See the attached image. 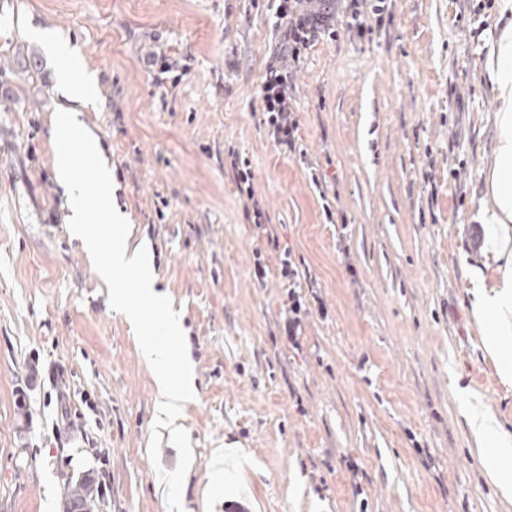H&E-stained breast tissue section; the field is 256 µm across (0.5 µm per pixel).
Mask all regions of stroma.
<instances>
[{
    "instance_id": "stroma-1",
    "label": "stroma",
    "mask_w": 512,
    "mask_h": 512,
    "mask_svg": "<svg viewBox=\"0 0 512 512\" xmlns=\"http://www.w3.org/2000/svg\"><path fill=\"white\" fill-rule=\"evenodd\" d=\"M266 4L0 0V512H62L85 473L102 484L95 512H169L155 478L171 471L188 512H512L458 398L475 392L512 435V354L473 312L476 281L498 282L478 219L496 12L389 0L372 34L319 40L293 92L317 188L261 122ZM69 64L98 77L81 119L183 318L198 394L179 440L156 426L152 372L67 232L51 118ZM231 149L268 223L246 219ZM286 251L298 291L329 309L296 347L279 333Z\"/></svg>"
}]
</instances>
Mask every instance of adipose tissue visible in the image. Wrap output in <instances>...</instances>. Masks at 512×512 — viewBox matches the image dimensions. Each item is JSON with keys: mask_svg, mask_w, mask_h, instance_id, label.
<instances>
[{"mask_svg": "<svg viewBox=\"0 0 512 512\" xmlns=\"http://www.w3.org/2000/svg\"><path fill=\"white\" fill-rule=\"evenodd\" d=\"M497 13V36L485 61L487 78L498 102L496 132L489 188L481 203L480 217L489 226L485 246L501 262L502 289L491 296L481 295L476 304L483 319L493 323L488 342L494 348L502 337L512 334V0H499ZM79 116L77 110L63 109L55 112L52 120L56 178L71 199L69 232L89 257L97 259L103 281H111L116 268L133 273L134 294L120 290L112 296L113 307L132 326L141 324L137 304L151 305L156 312V321L145 336L139 337L138 348L154 374L155 419L167 429L175 426L182 408L196 394L191 365L178 360L182 317L173 311L168 296L157 291L151 254L144 246L131 244L130 227L114 223L104 236L90 231L91 211L107 215L112 212V170L96 137L88 133ZM70 131L82 134L85 140L83 165H76L73 160L66 137ZM84 166L93 170V183L85 182L80 172ZM466 416L476 444L486 450L490 478L503 496L512 495V441L498 438L497 422L481 403H469Z\"/></svg>", "mask_w": 512, "mask_h": 512, "instance_id": "1", "label": "adipose tissue"}]
</instances>
